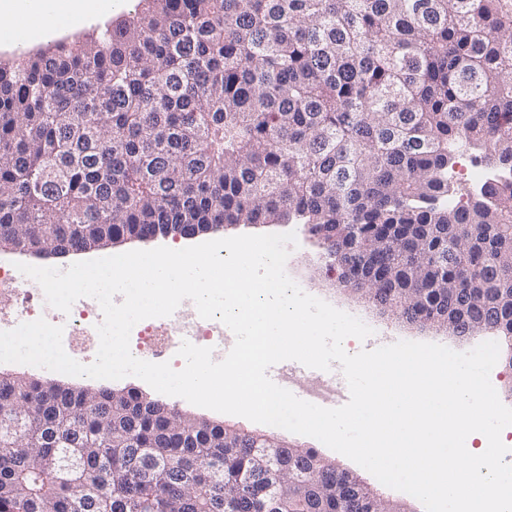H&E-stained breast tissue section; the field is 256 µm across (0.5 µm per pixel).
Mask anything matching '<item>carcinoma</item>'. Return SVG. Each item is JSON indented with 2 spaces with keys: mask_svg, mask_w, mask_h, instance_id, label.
I'll use <instances>...</instances> for the list:
<instances>
[{
  "mask_svg": "<svg viewBox=\"0 0 512 512\" xmlns=\"http://www.w3.org/2000/svg\"><path fill=\"white\" fill-rule=\"evenodd\" d=\"M463 147L512 173V0H138L0 63V246L334 224L369 302L512 343V187L448 203ZM140 398L0 371V414L27 418L0 446V512H395L314 448L289 449L273 506L265 439ZM140 448L164 461L145 482ZM214 456L220 485L200 479Z\"/></svg>",
  "mask_w": 512,
  "mask_h": 512,
  "instance_id": "cac0c4a2",
  "label": "carcinoma"
}]
</instances>
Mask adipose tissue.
<instances>
[{
  "mask_svg": "<svg viewBox=\"0 0 512 512\" xmlns=\"http://www.w3.org/2000/svg\"><path fill=\"white\" fill-rule=\"evenodd\" d=\"M107 8L106 0H0V21L36 37L74 30Z\"/></svg>",
  "mask_w": 512,
  "mask_h": 512,
  "instance_id": "ef3b65f1",
  "label": "adipose tissue"
}]
</instances>
